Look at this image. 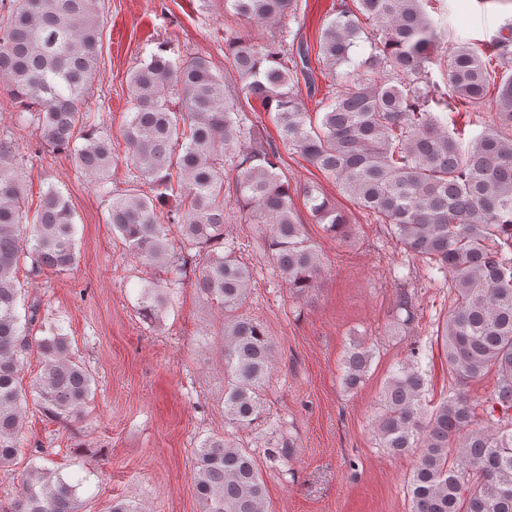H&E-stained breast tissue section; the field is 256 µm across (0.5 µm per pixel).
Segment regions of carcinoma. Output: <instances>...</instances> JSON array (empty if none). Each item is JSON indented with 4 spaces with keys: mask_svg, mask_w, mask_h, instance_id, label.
Here are the masks:
<instances>
[{
    "mask_svg": "<svg viewBox=\"0 0 512 512\" xmlns=\"http://www.w3.org/2000/svg\"><path fill=\"white\" fill-rule=\"evenodd\" d=\"M0 14V88L17 120L42 142L71 155L110 200L107 223L134 259L174 276L194 264L195 285L224 318V418L240 430L264 415L273 347L265 327L243 312L253 268L224 233L233 204L257 225L273 268L298 298L324 272L318 247L294 207L347 237L349 217L314 184L300 189L280 173V152L265 145L257 123L226 92L208 59L161 43L129 76L131 107L123 138L136 182L109 186L112 137L86 106L98 68L105 21L95 0H12ZM425 0H339L319 39V66L343 69L344 83L311 112L295 87L308 55L288 52L298 0H224L235 16L271 24L258 42L224 40L239 90L258 100L283 146L332 175L339 189L402 248L421 260L429 280L448 285L442 337L454 388L427 399L423 349L415 345L383 386L373 432L395 456L417 450L407 482L411 512H512V26L485 52L447 48V84L431 77L442 18ZM496 113L469 142L448 130V107ZM25 154L0 138V470L21 445L25 395L20 371L31 352L42 364L35 390L42 409L67 424L92 394L94 377L70 352L58 321L28 315L16 272L63 273L77 261V227L62 191L51 185L29 216L20 170ZM149 186L144 192L142 186ZM167 296L141 288L139 311L151 322ZM41 335H33V328ZM373 351L353 342L343 384L364 382ZM494 373V390L473 399L469 382ZM195 492L202 512H268L254 456L222 437L196 455ZM79 484L35 465L0 512H81Z\"/></svg>",
    "mask_w": 512,
    "mask_h": 512,
    "instance_id": "carcinoma-1",
    "label": "carcinoma"
}]
</instances>
